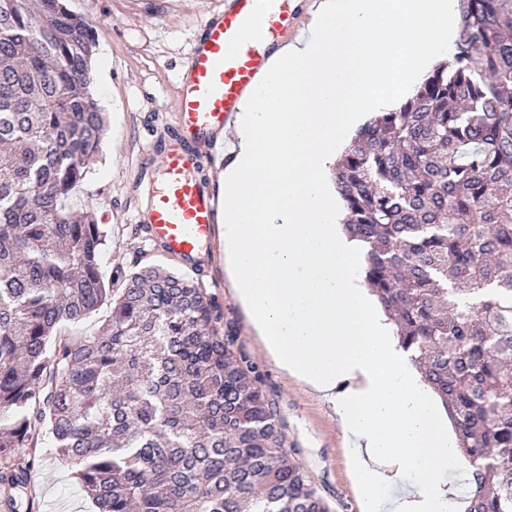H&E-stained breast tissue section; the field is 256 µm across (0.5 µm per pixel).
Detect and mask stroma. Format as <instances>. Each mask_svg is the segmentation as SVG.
<instances>
[{
    "instance_id": "35a3bbf8",
    "label": "stroma",
    "mask_w": 512,
    "mask_h": 512,
    "mask_svg": "<svg viewBox=\"0 0 512 512\" xmlns=\"http://www.w3.org/2000/svg\"><path fill=\"white\" fill-rule=\"evenodd\" d=\"M68 5L95 30L93 95L106 114L102 150L71 205L94 213L107 230L100 255L104 278L138 265L182 272L179 262L151 242L141 203L146 185L159 175L155 149L172 127L187 57L201 26L223 10L224 0H68ZM198 280L215 307L220 333H234L258 366L296 462L332 512H362L348 442L331 405L264 356L226 279L222 256H215ZM18 455L35 461L22 512H96L70 465L44 448H22Z\"/></svg>"
}]
</instances>
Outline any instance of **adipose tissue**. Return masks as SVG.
I'll return each instance as SVG.
<instances>
[{"instance_id": "1", "label": "adipose tissue", "mask_w": 512, "mask_h": 512, "mask_svg": "<svg viewBox=\"0 0 512 512\" xmlns=\"http://www.w3.org/2000/svg\"><path fill=\"white\" fill-rule=\"evenodd\" d=\"M315 18L273 53L271 81L231 130L217 196L226 270L261 350L332 405L363 512H458L457 440L356 278L326 180L363 114L452 59L456 0H320Z\"/></svg>"}]
</instances>
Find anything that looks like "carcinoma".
Masks as SVG:
<instances>
[{"label": "carcinoma", "instance_id": "carcinoma-1", "mask_svg": "<svg viewBox=\"0 0 512 512\" xmlns=\"http://www.w3.org/2000/svg\"><path fill=\"white\" fill-rule=\"evenodd\" d=\"M456 54L360 127L333 173L395 336L443 400L467 512H512V0H459ZM95 32L65 0H0V512L40 445L99 512H331L205 288L104 280L107 231L68 206L98 156ZM104 304L90 336L61 335Z\"/></svg>", "mask_w": 512, "mask_h": 512}]
</instances>
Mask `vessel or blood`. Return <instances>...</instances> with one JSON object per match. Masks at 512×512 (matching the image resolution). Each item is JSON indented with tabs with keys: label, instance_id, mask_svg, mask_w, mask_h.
<instances>
[{
	"label": "vessel or blood",
	"instance_id": "obj_1",
	"mask_svg": "<svg viewBox=\"0 0 512 512\" xmlns=\"http://www.w3.org/2000/svg\"><path fill=\"white\" fill-rule=\"evenodd\" d=\"M289 24L288 0H225L187 59L174 126L157 149L161 173L148 185L143 207L152 240L191 271L212 264L221 222L201 149L215 144L268 73Z\"/></svg>",
	"mask_w": 512,
	"mask_h": 512
}]
</instances>
